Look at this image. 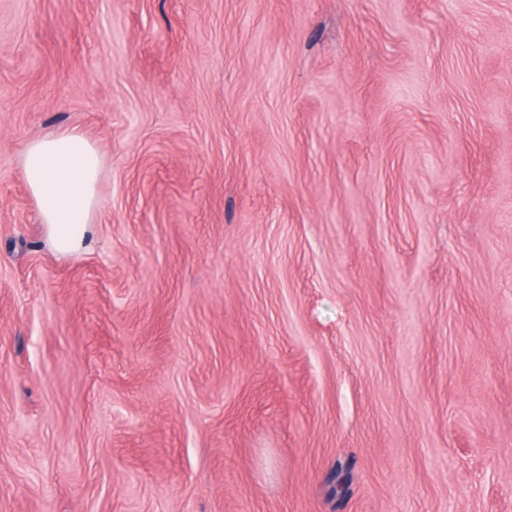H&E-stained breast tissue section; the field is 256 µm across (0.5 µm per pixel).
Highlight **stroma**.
Instances as JSON below:
<instances>
[{"label":"stroma","instance_id":"35a3bbf8","mask_svg":"<svg viewBox=\"0 0 512 512\" xmlns=\"http://www.w3.org/2000/svg\"><path fill=\"white\" fill-rule=\"evenodd\" d=\"M0 512H512V0H0ZM100 168L97 148L76 129L41 136L24 148L26 184L60 255L77 252L91 235Z\"/></svg>","mask_w":512,"mask_h":512}]
</instances>
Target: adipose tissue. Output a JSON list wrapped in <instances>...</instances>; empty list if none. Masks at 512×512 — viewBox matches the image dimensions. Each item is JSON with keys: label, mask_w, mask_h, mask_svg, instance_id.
Segmentation results:
<instances>
[{"label": "adipose tissue", "mask_w": 512, "mask_h": 512, "mask_svg": "<svg viewBox=\"0 0 512 512\" xmlns=\"http://www.w3.org/2000/svg\"><path fill=\"white\" fill-rule=\"evenodd\" d=\"M100 168L97 148L75 129L41 136L23 151L26 184L60 255L77 252L91 235Z\"/></svg>", "instance_id": "1"}]
</instances>
